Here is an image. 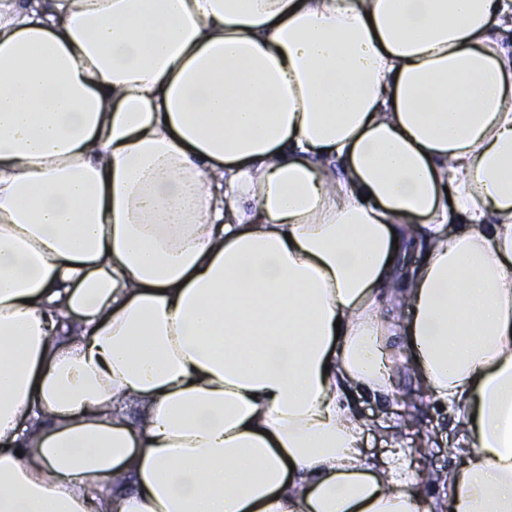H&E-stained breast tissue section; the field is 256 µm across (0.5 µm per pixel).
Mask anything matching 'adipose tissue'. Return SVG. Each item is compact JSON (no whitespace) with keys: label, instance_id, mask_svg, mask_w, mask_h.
Returning <instances> with one entry per match:
<instances>
[{"label":"adipose tissue","instance_id":"obj_1","mask_svg":"<svg viewBox=\"0 0 512 512\" xmlns=\"http://www.w3.org/2000/svg\"><path fill=\"white\" fill-rule=\"evenodd\" d=\"M0 512H512V0H0ZM415 369L411 362L404 363V390L405 393L396 399L398 405L403 407L404 420L393 416L391 402L379 395L360 391L353 395L352 401L357 413L370 421L369 437L366 453L374 460H379L380 448H386L391 436L405 440L407 430L415 428L417 432L429 433L434 441L427 460L429 477L419 482V489L424 495H437V487L431 483L430 476H436L448 471L454 466V461L448 456L444 440L458 435L462 425L456 414L448 409L440 408L432 401H426L410 394L413 388ZM442 438V441L440 440Z\"/></svg>","mask_w":512,"mask_h":512}]
</instances>
